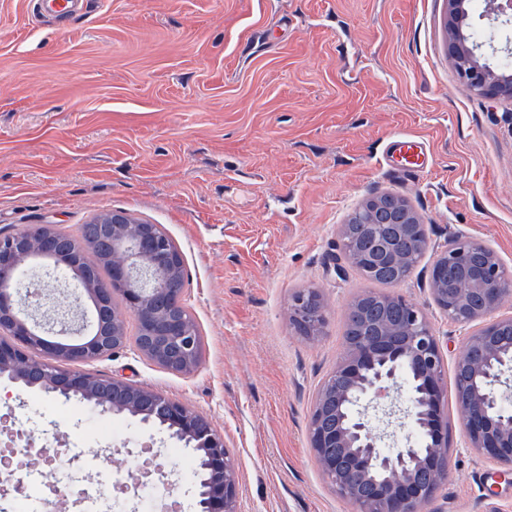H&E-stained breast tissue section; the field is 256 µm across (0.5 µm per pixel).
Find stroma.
I'll return each mask as SVG.
<instances>
[{"label":"stroma","instance_id":"stroma-1","mask_svg":"<svg viewBox=\"0 0 512 512\" xmlns=\"http://www.w3.org/2000/svg\"><path fill=\"white\" fill-rule=\"evenodd\" d=\"M448 24V0H84L61 22L0 0V233L115 211L161 225L184 259L198 370L129 349L85 370L207 417L240 470L242 512H354L307 427L348 306L371 288L334 270L366 198L402 197L427 226V253L392 291L429 317L447 374L469 330L430 295L435 255L463 233L512 273V101L459 78ZM397 135L425 147L417 176L391 168ZM303 288L325 302L315 340L287 315ZM408 406L394 385L369 410L382 447L403 442ZM445 409L451 471L427 512H512V468L467 448L454 396ZM0 424L68 444L56 479L108 488L150 461L154 512L196 510L195 455L164 426L1 376Z\"/></svg>","mask_w":512,"mask_h":512}]
</instances>
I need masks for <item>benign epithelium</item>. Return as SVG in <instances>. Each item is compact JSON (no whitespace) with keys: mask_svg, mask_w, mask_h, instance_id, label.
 I'll list each match as a JSON object with an SVG mask.
<instances>
[{"mask_svg":"<svg viewBox=\"0 0 512 512\" xmlns=\"http://www.w3.org/2000/svg\"><path fill=\"white\" fill-rule=\"evenodd\" d=\"M467 0H448L451 31L448 57L467 86L488 100L512 98V74L482 61V45L472 43ZM368 223L397 225L398 236L375 240L360 250H345L353 265L375 270L406 260L403 246L423 255L429 248L426 225L403 198L380 193L362 202ZM102 236L76 247L42 224L0 234V374L28 387L39 386L66 397L76 395L104 411L129 414L144 423L157 420L198 452L194 476L200 512H240V477L234 458L212 423L160 391L122 377L103 382L83 366L119 350L135 351L176 374L194 373L202 360V336L185 305L184 262L174 243L155 224L127 216L100 214ZM105 249L112 258V287L100 288L87 267L85 252ZM37 254L55 260L53 270L73 273L74 289L55 298L54 322H32L31 307L55 290L42 286L27 268ZM512 274L486 243L457 235L432 265L429 290L452 321L471 328L456 365L466 369L469 385L457 392L456 410L469 447L512 466V411L505 409L496 385L512 372V316L486 323L512 296L505 282ZM114 293L123 306L112 305ZM85 297L97 303L96 326L72 316V305ZM394 312L364 313L373 332L353 336L319 389L308 424V440L320 470L357 512H426L439 486L448 479V420L444 409L447 379L444 352L426 315L400 294H387ZM289 320L305 339L324 333V303L314 289L295 295ZM142 324L143 336L125 333L126 315ZM57 336L52 341L47 335ZM406 374L410 439L386 452L365 413L377 406L389 383Z\"/></svg>","mask_w":512,"mask_h":512,"instance_id":"obj_1","label":"benign epithelium"}]
</instances>
